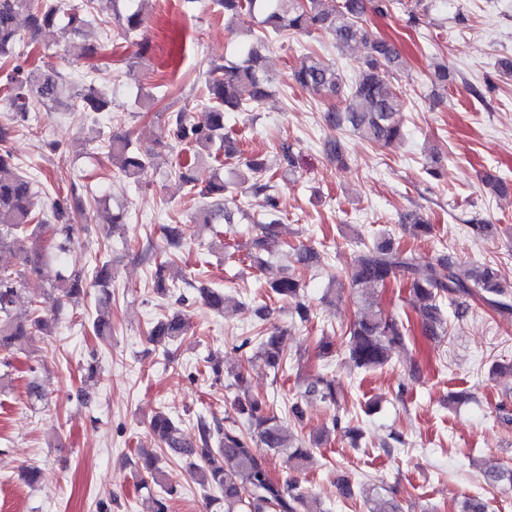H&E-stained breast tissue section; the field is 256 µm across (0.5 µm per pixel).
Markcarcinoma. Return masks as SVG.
Segmentation results:
<instances>
[{
  "mask_svg": "<svg viewBox=\"0 0 512 512\" xmlns=\"http://www.w3.org/2000/svg\"><path fill=\"white\" fill-rule=\"evenodd\" d=\"M116 0H0V57H12L21 42L20 23L30 39L42 30L58 27L71 36L72 53L90 58L95 49L81 42L83 29L104 11V2ZM224 15L235 17L244 10L260 16L263 33L245 47V58L237 64H214L207 72L205 110L201 113L180 110L170 117L167 137L171 148L182 145L194 148L193 158L174 165L173 173L183 184L195 189L192 174L194 164L207 157L219 161L220 154L232 155L236 148L224 137V116L228 112H253L270 96L272 79L262 64L261 51L268 49L272 36L285 33L310 34L323 31L330 34L339 47L358 45L363 50L362 65L357 75L345 80L336 67H329L311 56L308 62L292 73L300 87L328 100L343 97L341 104L330 106L323 115L325 124L338 131L349 130L368 142L387 145L405 140L401 120V92L395 84L401 56L390 41L370 33L364 27L363 17L372 12L387 17L400 10L407 22L415 23L429 13L426 0H414L407 5L403 0H217ZM141 6L130 7L124 15L125 34L131 35L144 27ZM73 100L80 112L101 114L108 111V95L90 84L76 93L71 84L54 67L36 72L21 65L14 66L6 75L4 100L11 109L10 122L0 124V353L3 366H10L8 355L23 350L33 336L48 328L42 317L41 301H33L31 317L17 320L12 307L29 272H41L46 247L40 229L48 220L34 213L33 189L29 177L19 170L8 147L17 129L27 127L32 106L57 104ZM107 158L117 173L127 180L134 179L150 165L151 157L136 152L124 135H114L104 145ZM247 174H238L235 181L219 177L198 190L202 198L195 213V223L211 228L218 220L234 222V214L247 212L233 197L237 186L251 182V189L262 192L268 185L262 182L266 163L251 158L244 163ZM269 213L265 220L254 225V247L262 249L275 242L279 220L276 219L277 199L268 197ZM474 234L493 239L498 225L484 220L469 224ZM52 236L59 238L57 249L64 251L74 239V225L56 224ZM410 283L411 292L423 321L427 336L445 335L447 324L442 318L444 302L461 305L471 300L494 311L500 317H512V289L503 284L498 270L475 266L465 273L453 263L426 261L411 251L393 247L381 239L363 247L354 257L345 275L349 288L364 297L377 288H384L397 277ZM111 281L110 264L95 259L94 266L85 271L57 275L47 299L66 300L79 304L88 296V288L95 286L107 293ZM270 293L294 308L300 322L307 323L311 313L300 299L299 279L288 273L269 283ZM203 304L212 311L229 315L236 310L234 298L219 288L199 289ZM186 314L181 310L158 320L151 328L148 342L170 356L171 347L187 334ZM408 333L402 319L382 310L367 309L358 314L346 330L343 354L360 371L366 373L387 365L396 348L404 345ZM256 348V357L264 365L279 373L284 370L286 358L280 346L278 333L261 329L239 345ZM236 389L230 408L219 419L200 415L196 419V434L192 440L183 437L178 422L159 412L150 420L149 427L160 445L174 455L189 460L194 482L207 492L208 512H311L308 507L312 495L294 476L275 477L270 469V454L286 457L288 470L300 472L313 463L311 449L293 441L280 425L279 417L270 411L265 398L250 392L243 372L234 375ZM303 397L315 398L331 406L339 405L336 380L319 375L311 380ZM138 489L161 485L158 458L142 448L138 449ZM488 485L512 484V469L488 465L483 470ZM362 494L368 512H403L402 504L364 488Z\"/></svg>",
  "mask_w": 512,
  "mask_h": 512,
  "instance_id": "obj_1",
  "label": "carcinoma"
}]
</instances>
